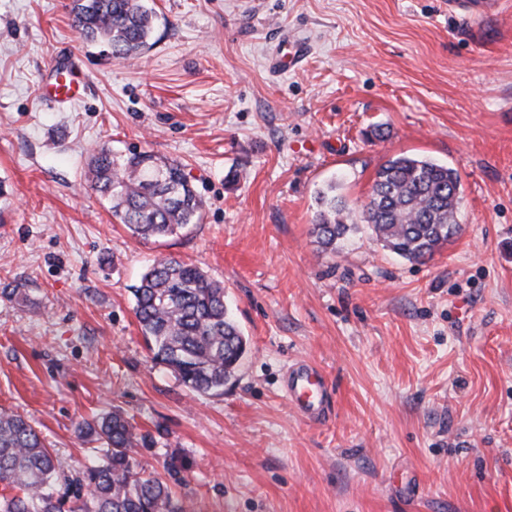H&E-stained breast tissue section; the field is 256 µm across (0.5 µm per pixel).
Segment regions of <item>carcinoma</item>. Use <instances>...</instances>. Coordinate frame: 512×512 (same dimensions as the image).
Returning <instances> with one entry per match:
<instances>
[{"instance_id": "carcinoma-1", "label": "carcinoma", "mask_w": 512, "mask_h": 512, "mask_svg": "<svg viewBox=\"0 0 512 512\" xmlns=\"http://www.w3.org/2000/svg\"><path fill=\"white\" fill-rule=\"evenodd\" d=\"M80 37L126 60L150 47L154 10L145 0H71ZM90 184L112 216L143 239L177 234L203 220L204 201L182 165L133 147L91 154ZM458 172L431 159L400 155L377 170L361 212L377 241L410 262L433 259L462 231ZM312 233L322 248L358 228L341 199L319 194ZM134 313L153 360L190 391L222 395L247 353L225 302L224 285L198 266L173 258L156 261L132 288ZM104 444L80 470L44 445L23 416L0 410V512H182L170 485L130 455L142 438L119 411L85 424Z\"/></svg>"}]
</instances>
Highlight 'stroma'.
<instances>
[{
  "mask_svg": "<svg viewBox=\"0 0 512 512\" xmlns=\"http://www.w3.org/2000/svg\"><path fill=\"white\" fill-rule=\"evenodd\" d=\"M154 0L152 46L83 42L69 0H0V408L74 468L120 409L183 512H512V0ZM307 48L288 66L294 41ZM87 76L43 100L54 62ZM181 162L202 223L158 241L88 183L93 148ZM456 169L463 230L414 264L319 193L367 202L388 158ZM223 282L249 350L223 395L156 364L131 288L159 257ZM308 360L330 414L294 411ZM319 209L313 219L312 233L325 250L336 251V244L358 228L350 207L336 196L320 193Z\"/></svg>",
  "mask_w": 512,
  "mask_h": 512,
  "instance_id": "obj_1",
  "label": "stroma"
}]
</instances>
